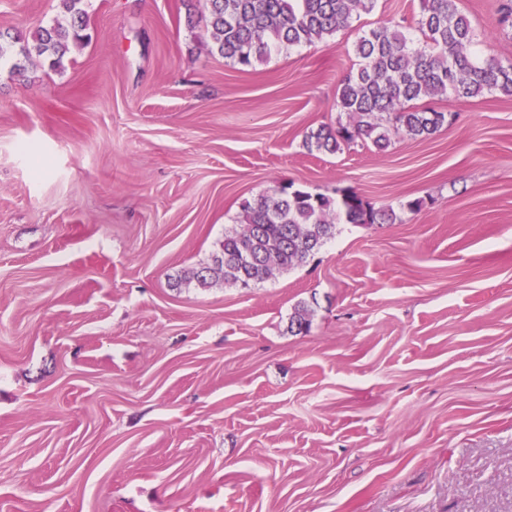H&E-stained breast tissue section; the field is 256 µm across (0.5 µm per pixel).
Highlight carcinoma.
Listing matches in <instances>:
<instances>
[{"instance_id": "cac0c4a2", "label": "carcinoma", "mask_w": 512, "mask_h": 512, "mask_svg": "<svg viewBox=\"0 0 512 512\" xmlns=\"http://www.w3.org/2000/svg\"><path fill=\"white\" fill-rule=\"evenodd\" d=\"M64 17L38 27L31 36L0 31V60L12 61L16 75L25 63L48 61L64 68L70 48L89 40L85 0H59ZM458 0H420L414 19L421 39L413 41L396 22L363 32L354 44L357 67L342 78L336 109L345 120L323 125L306 136L308 149L334 153L355 142L379 151L391 134L426 139L452 121V114L414 102L453 94L473 98L486 93L512 96V61L480 57L476 34ZM375 0H205V11L187 15L201 24L212 50L249 66L273 50L311 45L351 26L355 16L372 11ZM389 224L392 207L373 210L353 190L340 198L277 184L241 205L240 229L224 233L210 263L183 271L171 287L208 288L222 280L248 288L307 262L336 233V223ZM253 262L242 263L244 252Z\"/></svg>"}]
</instances>
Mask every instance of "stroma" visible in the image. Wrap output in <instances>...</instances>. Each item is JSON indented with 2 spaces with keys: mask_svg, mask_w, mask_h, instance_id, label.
<instances>
[{
  "mask_svg": "<svg viewBox=\"0 0 512 512\" xmlns=\"http://www.w3.org/2000/svg\"><path fill=\"white\" fill-rule=\"evenodd\" d=\"M504 2L459 8L505 61ZM203 9L88 0L63 71L0 67V512H512V97L311 152L360 30L419 0L249 67L188 28ZM60 14L0 0V29ZM290 181L397 219L249 288H170Z\"/></svg>",
  "mask_w": 512,
  "mask_h": 512,
  "instance_id": "1",
  "label": "stroma"
}]
</instances>
